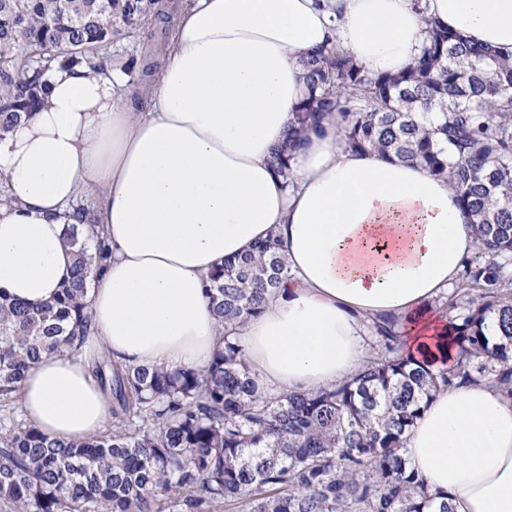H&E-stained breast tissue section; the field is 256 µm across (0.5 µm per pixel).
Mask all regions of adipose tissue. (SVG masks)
Segmentation results:
<instances>
[{"label": "adipose tissue", "mask_w": 512, "mask_h": 512, "mask_svg": "<svg viewBox=\"0 0 512 512\" xmlns=\"http://www.w3.org/2000/svg\"><path fill=\"white\" fill-rule=\"evenodd\" d=\"M186 0L158 60L149 103L121 71L53 67L47 103L0 140V289L38 309L73 276L65 241L91 200L112 259L88 285L94 334L43 354L19 398L51 439L99 431L112 403L100 352L128 366L201 369L224 329L207 281L275 237L288 278L236 330L269 388L315 391L369 355L364 322L405 323L401 352L439 373L455 363L446 314L431 308L477 248L447 180L373 151L346 149L323 115L278 174L304 94L303 63L330 45L396 73L421 53L430 15L469 43L512 55V0ZM404 455L453 512H512V399L481 382L438 392Z\"/></svg>", "instance_id": "ef3b65f1"}]
</instances>
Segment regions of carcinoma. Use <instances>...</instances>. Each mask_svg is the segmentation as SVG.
<instances>
[{
	"label": "carcinoma",
	"instance_id": "carcinoma-1",
	"mask_svg": "<svg viewBox=\"0 0 512 512\" xmlns=\"http://www.w3.org/2000/svg\"><path fill=\"white\" fill-rule=\"evenodd\" d=\"M154 0H0V139L44 103L59 64L132 37ZM428 43L396 74L321 48L305 62L306 92L288 151L339 112L348 148L375 150L446 177L478 249L459 288L440 298L457 347L438 376L395 356L397 323L371 321L370 358L351 379L315 392L273 393L245 360L235 330L288 277L273 238L215 270L209 292L224 346L201 370L123 366L103 352L94 371L112 397V432L60 443L35 427L0 428V500L11 512H451L434 502L400 453L440 386L495 374L512 398V59L424 18ZM65 238L74 277L39 310L0 293V401H11L45 352L75 351L93 333L87 278L107 267L102 235L83 237L80 208Z\"/></svg>",
	"mask_w": 512,
	"mask_h": 512
}]
</instances>
